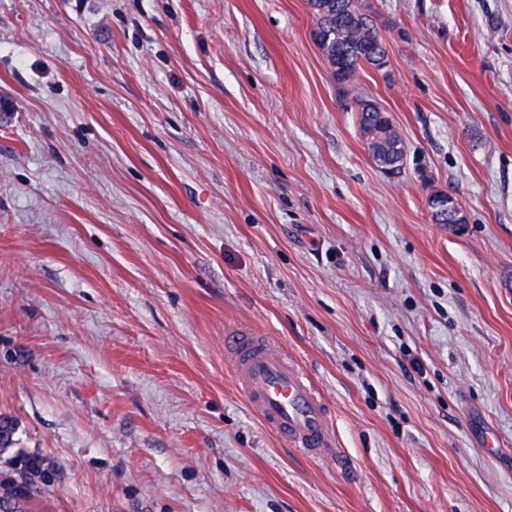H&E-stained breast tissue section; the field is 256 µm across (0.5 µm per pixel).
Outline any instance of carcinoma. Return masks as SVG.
Here are the masks:
<instances>
[{
    "mask_svg": "<svg viewBox=\"0 0 512 512\" xmlns=\"http://www.w3.org/2000/svg\"><path fill=\"white\" fill-rule=\"evenodd\" d=\"M312 15L314 40L329 64L338 65L336 81L344 83L354 78L365 65L377 68V62L386 55V44L372 20L361 7V0H307ZM358 122L365 138L368 154L375 161H382V154L404 149L397 131L378 140L377 128L386 125L381 112L361 109ZM41 473L29 467L14 484L12 476L0 478V512H23V502L37 489Z\"/></svg>",
    "mask_w": 512,
    "mask_h": 512,
    "instance_id": "1",
    "label": "carcinoma"
}]
</instances>
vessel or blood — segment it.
I'll return each instance as SVG.
<instances>
[{"instance_id":"obj_1","label":"vessel or blood","mask_w":512,"mask_h":512,"mask_svg":"<svg viewBox=\"0 0 512 512\" xmlns=\"http://www.w3.org/2000/svg\"><path fill=\"white\" fill-rule=\"evenodd\" d=\"M224 348L244 396L280 439L313 456H335L326 404L275 342L235 324L224 330Z\"/></svg>"}]
</instances>
